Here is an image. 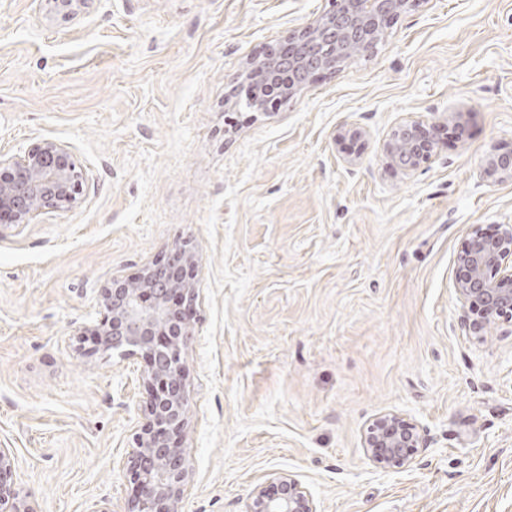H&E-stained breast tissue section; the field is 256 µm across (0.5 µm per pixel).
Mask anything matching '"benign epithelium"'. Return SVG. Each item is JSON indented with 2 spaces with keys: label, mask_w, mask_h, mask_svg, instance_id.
I'll return each mask as SVG.
<instances>
[{
  "label": "benign epithelium",
  "mask_w": 512,
  "mask_h": 512,
  "mask_svg": "<svg viewBox=\"0 0 512 512\" xmlns=\"http://www.w3.org/2000/svg\"><path fill=\"white\" fill-rule=\"evenodd\" d=\"M63 20L76 18L89 0H50ZM412 0H331V8L303 27L277 51L257 62L251 82L263 84L287 70L294 86L281 93L288 100L317 72L333 70L348 57L351 46L363 52L375 46V36L386 31ZM436 127L401 123L391 129L385 144L388 164L412 172L437 148ZM484 175L512 179V148L493 150ZM83 173L71 147L42 140L15 157L0 155V218L29 224L41 214L72 207L82 192ZM194 254L179 246L144 266L138 279L107 280L99 291L105 318L92 330L95 348L122 355H139L146 363L143 380L148 397L142 425L135 433L128 459L136 494L128 512H179L182 486L191 466L182 448L188 426V397L182 353L193 330L181 304L195 295L187 278ZM455 291L462 306L460 323L474 334L489 326L512 324V224L498 225L493 236L479 226L468 232L467 245L456 258ZM149 291L152 303L142 301ZM362 444L375 466L400 472L414 462L422 447L418 425L398 412L374 417L362 435ZM14 457L0 448V512H35L26 499L3 485ZM248 512H318L310 493L289 475L253 489Z\"/></svg>",
  "instance_id": "obj_1"
}]
</instances>
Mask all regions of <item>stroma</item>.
<instances>
[{"label": "stroma", "instance_id": "obj_1", "mask_svg": "<svg viewBox=\"0 0 512 512\" xmlns=\"http://www.w3.org/2000/svg\"><path fill=\"white\" fill-rule=\"evenodd\" d=\"M329 8L91 0L64 22L0 0V155L56 140L84 172L71 209L0 227V448L36 512H128L146 363L78 334L105 281L183 243L179 512H247L281 474L318 512H512V327L468 335L454 290L468 229L512 224V180L482 176L512 147V0H415L371 53L249 108L253 63ZM403 122L440 126L407 174L384 155ZM384 411L423 437L396 473L361 442Z\"/></svg>", "mask_w": 512, "mask_h": 512}]
</instances>
